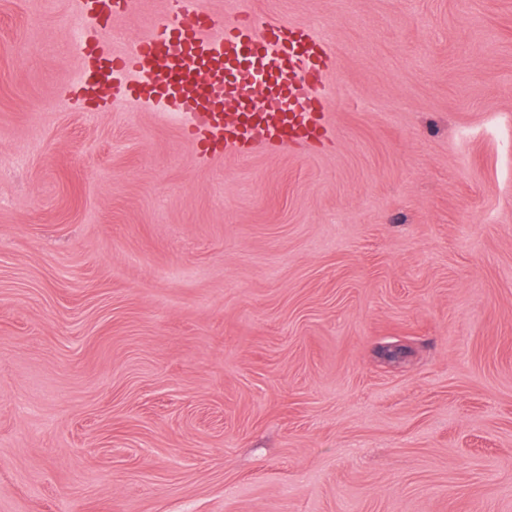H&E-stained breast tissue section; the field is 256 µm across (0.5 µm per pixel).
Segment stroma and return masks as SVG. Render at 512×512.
<instances>
[{"instance_id":"stroma-1","label":"stroma","mask_w":512,"mask_h":512,"mask_svg":"<svg viewBox=\"0 0 512 512\" xmlns=\"http://www.w3.org/2000/svg\"><path fill=\"white\" fill-rule=\"evenodd\" d=\"M201 2L322 39L326 139L77 111L0 0V512H512V0Z\"/></svg>"}]
</instances>
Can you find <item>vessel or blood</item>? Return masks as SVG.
Instances as JSON below:
<instances>
[{
  "label": "vessel or blood",
  "instance_id": "1",
  "mask_svg": "<svg viewBox=\"0 0 512 512\" xmlns=\"http://www.w3.org/2000/svg\"><path fill=\"white\" fill-rule=\"evenodd\" d=\"M80 7L96 30L71 94L77 108L98 103L111 83L130 101L184 113V133L206 157L246 155L259 145L278 150L325 126L313 93L324 44L311 30L257 17L222 25L190 0H167L166 14L132 49L106 53L100 45L115 41V19L130 0H81Z\"/></svg>",
  "mask_w": 512,
  "mask_h": 512
}]
</instances>
